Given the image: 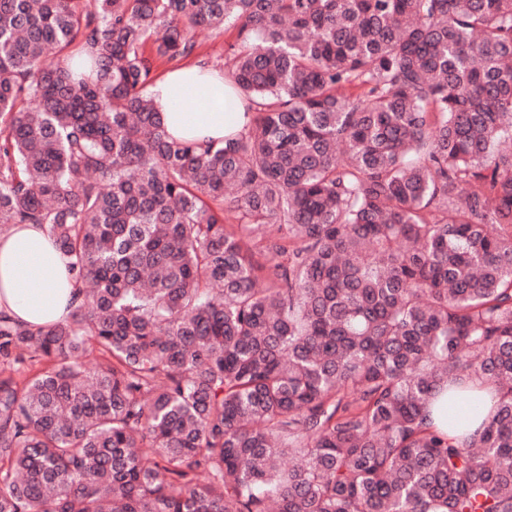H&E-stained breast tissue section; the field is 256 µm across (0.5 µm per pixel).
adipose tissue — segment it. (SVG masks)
<instances>
[{
  "label": "adipose tissue",
  "instance_id": "ef3b65f1",
  "mask_svg": "<svg viewBox=\"0 0 512 512\" xmlns=\"http://www.w3.org/2000/svg\"><path fill=\"white\" fill-rule=\"evenodd\" d=\"M149 94L172 137L218 141L243 128V105L207 66L168 70ZM75 295L66 262L43 227L22 224L0 235V312L28 328L49 326L69 315Z\"/></svg>",
  "mask_w": 512,
  "mask_h": 512
}]
</instances>
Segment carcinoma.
<instances>
[{
  "label": "carcinoma",
  "instance_id": "cac0c4a2",
  "mask_svg": "<svg viewBox=\"0 0 512 512\" xmlns=\"http://www.w3.org/2000/svg\"><path fill=\"white\" fill-rule=\"evenodd\" d=\"M16 224L80 302L0 314V512H512V0H0ZM199 41L201 43L199 51L202 56L199 59L209 61L208 65L219 70L223 67L225 53L228 51L229 46L236 41V29L231 25H227L223 33L210 37L201 36ZM199 59L190 58L182 62ZM146 53L154 58V78L172 66L154 56L151 43ZM227 92L224 76L200 64L168 70L149 88L165 131L197 142L223 140L242 131L244 107Z\"/></svg>",
  "mask_w": 512,
  "mask_h": 512
}]
</instances>
